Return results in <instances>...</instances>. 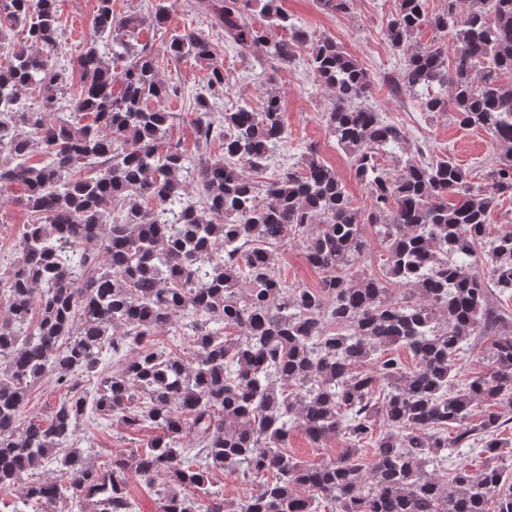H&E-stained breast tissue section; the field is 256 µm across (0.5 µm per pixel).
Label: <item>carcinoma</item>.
I'll list each match as a JSON object with an SVG mask.
<instances>
[{
    "mask_svg": "<svg viewBox=\"0 0 512 512\" xmlns=\"http://www.w3.org/2000/svg\"><path fill=\"white\" fill-rule=\"evenodd\" d=\"M112 2L97 0L93 32L68 68L57 63L56 0H0L10 55L0 66V188L19 187L17 203L37 215L0 278V487L53 461L59 478L28 481L26 500L133 512L130 479L165 474L158 512H319L324 501L333 512H512V419L495 410L512 406V313L491 305L495 294L512 297V232H487L512 194V0H445L434 14L427 0H396L385 19L399 61L389 91L407 90L424 113L453 109L504 149L473 179L447 157L409 155L403 129L362 105L374 89L368 71L281 0L192 3L258 65L259 82L301 63L331 90L321 118L369 190L367 210L313 146L253 180L288 142L279 93L216 114L224 64L208 36L189 29L164 45L176 63L205 65L188 94L159 77L157 53L138 41L144 25L164 24L166 6L118 15ZM318 3L338 15L351 0ZM424 26L439 43L419 50L413 34ZM18 27L25 38L12 42ZM269 27L288 38L270 41ZM186 96L194 154L171 143L173 113L160 106ZM216 141L218 156L206 151ZM384 154L397 156L395 171ZM368 226L386 249L378 274L361 268ZM292 242L322 271L319 287L276 271V249ZM170 328L190 338L191 357L148 346ZM477 336L490 337L491 367L458 385ZM394 347L414 365L386 354ZM47 375L61 397L46 422L22 428L28 393ZM85 376L100 378L92 396ZM479 404L488 410L473 423ZM88 415L159 434L113 453L103 470L77 455L52 459ZM294 429L315 442L341 438L346 451L303 464L288 453ZM477 447L481 470L446 466L449 453ZM209 468L240 469L262 488L226 505L207 487Z\"/></svg>",
    "mask_w": 512,
    "mask_h": 512,
    "instance_id": "obj_1",
    "label": "carcinoma"
}]
</instances>
